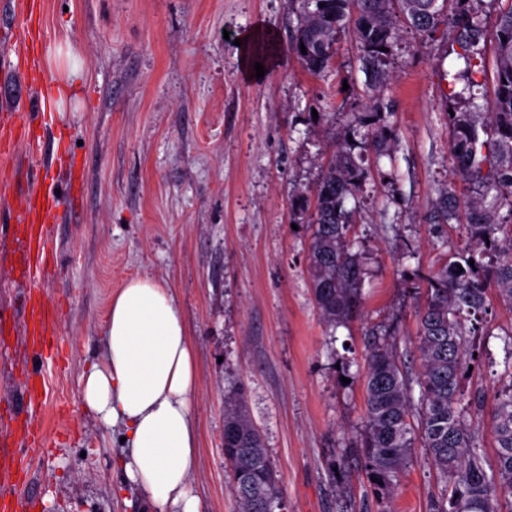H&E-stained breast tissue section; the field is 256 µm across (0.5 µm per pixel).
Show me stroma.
Listing matches in <instances>:
<instances>
[{
	"instance_id": "1",
	"label": "stroma",
	"mask_w": 512,
	"mask_h": 512,
	"mask_svg": "<svg viewBox=\"0 0 512 512\" xmlns=\"http://www.w3.org/2000/svg\"><path fill=\"white\" fill-rule=\"evenodd\" d=\"M30 12L31 39L0 25V54L37 60L47 78L30 96L52 113L49 126L19 110L13 77L0 80V108L13 113L0 132V210L27 190L38 154L55 160L39 186L57 188L75 220L51 224L55 251L40 288L17 278L25 244L0 237V450L13 451L15 416L27 374L40 372L38 421L54 444L27 477L33 512H146V496L122 484L121 427L86 414L80 376L103 354L102 323L111 295L148 274L172 288L197 354L199 436L193 488L199 512H237L224 459V398L244 389L279 479L284 512H376L375 494L354 447L364 419V333L386 322L405 365L415 357V272L439 268L465 245L460 228L431 227L438 188L448 181V116L462 100L450 89L474 81L490 96L498 16L507 0H478L485 60L460 77L456 33L446 19L435 37L398 20L401 38L384 93L398 140L393 158L369 169L353 210L367 275L364 315L330 331L314 308L306 267L309 234L292 201L312 190L344 129L366 110L367 77L351 29L336 35L329 72L315 76L292 54L245 77L235 41L262 28L287 44L300 0H15ZM84 63L65 83L67 50ZM70 108L61 112L58 101ZM413 259L400 261L404 248ZM53 314L55 362L32 356L23 334L27 299ZM477 357L465 390L493 394L511 380L503 364L512 305L489 293ZM441 489L422 450H414L392 499L393 512H429Z\"/></svg>"
}]
</instances>
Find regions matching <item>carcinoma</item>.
<instances>
[{
	"label": "carcinoma",
	"mask_w": 512,
	"mask_h": 512,
	"mask_svg": "<svg viewBox=\"0 0 512 512\" xmlns=\"http://www.w3.org/2000/svg\"><path fill=\"white\" fill-rule=\"evenodd\" d=\"M438 2L301 0L291 50L304 68L314 75L324 72L335 54L337 32L351 21L358 60L370 74L369 112L321 166L311 196L300 193L293 200L309 229L312 299L320 320L333 330L363 313L366 269L362 253L353 251V212L345 201L362 191L365 155L388 156L395 147L393 129L377 108L393 80L386 61L398 38L396 15L430 35L443 15ZM473 2L454 0L452 18L467 71L483 55V23ZM469 99L468 109L448 117L453 166L432 205L433 224L464 226L466 244L456 260L416 274L426 283V295L417 311L415 369L408 371L401 361L389 326L375 324L365 333V415L356 448L367 476L376 479L377 512H392L394 490L416 448L423 449L442 485L430 512H512V381L496 389L488 414L497 448L490 474L480 443L483 418L469 419L460 409L462 382L474 360L470 338L487 315L488 290L512 306V6L497 25L494 97L485 105ZM505 205L506 224L499 220ZM224 459L232 468L231 493L239 512L280 507L277 474L241 390L224 404Z\"/></svg>",
	"instance_id": "cac0c4a2"
}]
</instances>
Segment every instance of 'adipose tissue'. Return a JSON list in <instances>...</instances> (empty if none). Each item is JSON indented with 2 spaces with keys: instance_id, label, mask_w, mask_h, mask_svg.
<instances>
[{
  "instance_id": "ef3b65f1",
  "label": "adipose tissue",
  "mask_w": 512,
  "mask_h": 512,
  "mask_svg": "<svg viewBox=\"0 0 512 512\" xmlns=\"http://www.w3.org/2000/svg\"><path fill=\"white\" fill-rule=\"evenodd\" d=\"M104 353L81 374L83 409L122 425L127 453L118 465L155 512H199L192 476L198 459L195 350L165 284L135 277L112 294Z\"/></svg>"
}]
</instances>
